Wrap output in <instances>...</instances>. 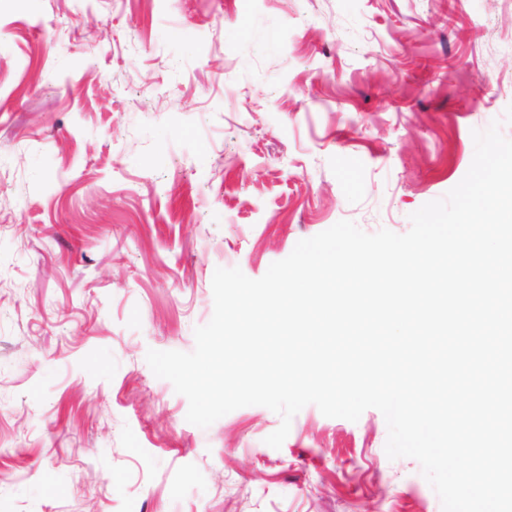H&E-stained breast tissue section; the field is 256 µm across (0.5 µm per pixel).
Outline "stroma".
<instances>
[{
  "instance_id": "1",
  "label": "stroma",
  "mask_w": 512,
  "mask_h": 512,
  "mask_svg": "<svg viewBox=\"0 0 512 512\" xmlns=\"http://www.w3.org/2000/svg\"><path fill=\"white\" fill-rule=\"evenodd\" d=\"M511 105L512 0H0V512H442L379 410L275 449L146 353L194 350L216 268L406 233Z\"/></svg>"
}]
</instances>
